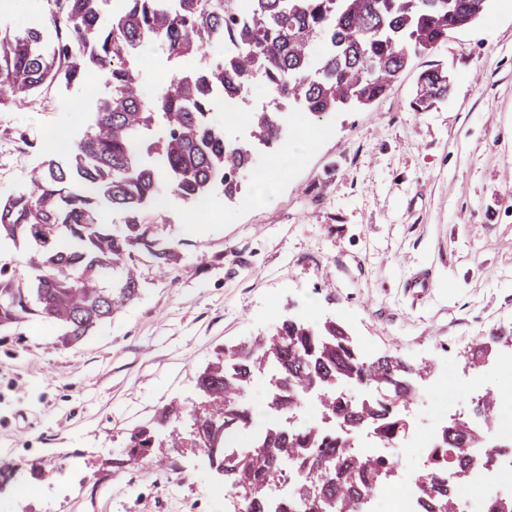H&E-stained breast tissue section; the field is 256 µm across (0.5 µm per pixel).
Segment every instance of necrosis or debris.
Here are the masks:
<instances>
[{
  "instance_id": "1",
  "label": "necrosis or debris",
  "mask_w": 512,
  "mask_h": 512,
  "mask_svg": "<svg viewBox=\"0 0 512 512\" xmlns=\"http://www.w3.org/2000/svg\"><path fill=\"white\" fill-rule=\"evenodd\" d=\"M441 431V424L418 419L412 431L378 437L371 456H401L413 466L368 489L363 495L364 512H426L425 476L435 468L447 473L457 512H490L492 503L512 502V485L498 479L501 470L512 469V448L497 453L485 443L469 448L472 463L461 472L455 450L440 444Z\"/></svg>"
}]
</instances>
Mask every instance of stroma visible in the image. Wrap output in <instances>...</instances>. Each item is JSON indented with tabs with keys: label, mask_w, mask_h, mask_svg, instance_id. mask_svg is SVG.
I'll return each mask as SVG.
<instances>
[{
	"label": "stroma",
	"mask_w": 512,
	"mask_h": 512,
	"mask_svg": "<svg viewBox=\"0 0 512 512\" xmlns=\"http://www.w3.org/2000/svg\"><path fill=\"white\" fill-rule=\"evenodd\" d=\"M491 0L471 27L413 58L370 105L310 116L301 139L263 148L280 173L259 194L238 178L214 190L211 218L189 223L170 196L155 219L179 255L168 277L137 261L139 292L85 340L68 346L48 323L0 332V512H231L222 483L193 448L127 460L131 429L181 405L192 429L196 377L218 349L273 332L294 313L333 320L362 348L463 373L469 348L512 337V9ZM46 0H7L14 32L47 15ZM443 67L447 99L420 112V74ZM112 92L98 74L53 85L0 109V197L22 190L47 157L65 161ZM319 136L315 148L302 138ZM431 269L425 297L407 277ZM54 469L52 480L31 475Z\"/></svg>",
	"instance_id": "1"
}]
</instances>
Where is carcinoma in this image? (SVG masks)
<instances>
[{
  "label": "carcinoma",
  "instance_id": "obj_1",
  "mask_svg": "<svg viewBox=\"0 0 512 512\" xmlns=\"http://www.w3.org/2000/svg\"><path fill=\"white\" fill-rule=\"evenodd\" d=\"M107 2L50 0L51 31L0 36V108L57 82L78 84L91 71L112 87L68 160L32 168L26 190L0 200V239L34 249L26 278L0 265V329L39 319L57 327L64 345L134 299L135 255L153 257L163 274L177 261L148 221L166 190L189 203L217 187L230 197L237 187L231 174L251 166L249 146L227 141L213 122L214 93L243 97L260 82L275 99L303 101L313 116L369 105L413 56L474 24L489 0H122L106 19ZM217 43L236 48L177 72L157 97H144L145 45L180 61L203 59ZM447 96V71L421 73L416 107ZM251 124L254 139L285 143L279 113L256 112ZM104 201L124 211L125 224L99 218ZM262 373L277 419L258 428L256 442L232 449L230 434L255 427L245 392ZM419 376L420 368L398 357L365 358L334 321L288 316L272 335L222 348L208 363L185 440L169 430L182 412L166 407L154 424L131 432L130 455L155 454L168 439L173 448H197L249 512H360L362 493L397 462L353 451L352 432L401 431V410ZM358 383L379 394L342 396V385ZM309 394L334 429L283 421ZM478 442L464 423L444 427L443 447L461 449V471L471 463L462 448ZM428 482V512H455L448 481L433 471Z\"/></svg>",
  "mask_w": 512,
  "mask_h": 512
}]
</instances>
